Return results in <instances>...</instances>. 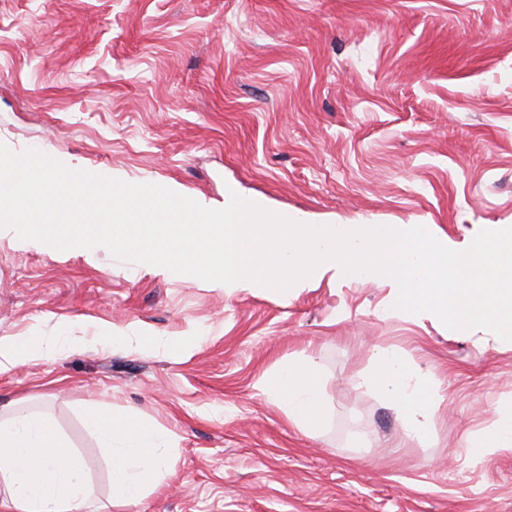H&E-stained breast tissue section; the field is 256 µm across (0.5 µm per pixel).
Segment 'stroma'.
<instances>
[{
    "mask_svg": "<svg viewBox=\"0 0 512 512\" xmlns=\"http://www.w3.org/2000/svg\"><path fill=\"white\" fill-rule=\"evenodd\" d=\"M0 143L74 169L224 192L308 224H429L453 250L512 225V0H0ZM394 287L327 271L288 296L0 229V415L48 416L111 496L84 411L167 432L174 470L112 512H512V450L466 452L512 402V342L390 315ZM110 326L123 344L87 343ZM435 395L409 434L365 384L375 348ZM315 361L325 420L261 386ZM36 347L23 337H0V374L11 371L20 364L28 362Z\"/></svg>",
    "mask_w": 512,
    "mask_h": 512,
    "instance_id": "1",
    "label": "stroma"
}]
</instances>
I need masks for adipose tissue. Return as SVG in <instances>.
Instances as JSON below:
<instances>
[{
  "mask_svg": "<svg viewBox=\"0 0 512 512\" xmlns=\"http://www.w3.org/2000/svg\"><path fill=\"white\" fill-rule=\"evenodd\" d=\"M367 382L401 412L409 433L433 428L429 393L413 381L411 366L398 353L374 352ZM263 390L285 406L289 421L313 432L324 419L315 362H289L266 380ZM88 424L110 454V505L139 502L173 467V443L163 430L91 407ZM92 493L83 466L47 418L16 415L0 420V512H89Z\"/></svg>",
  "mask_w": 512,
  "mask_h": 512,
  "instance_id": "ef3b65f1",
  "label": "adipose tissue"
}]
</instances>
